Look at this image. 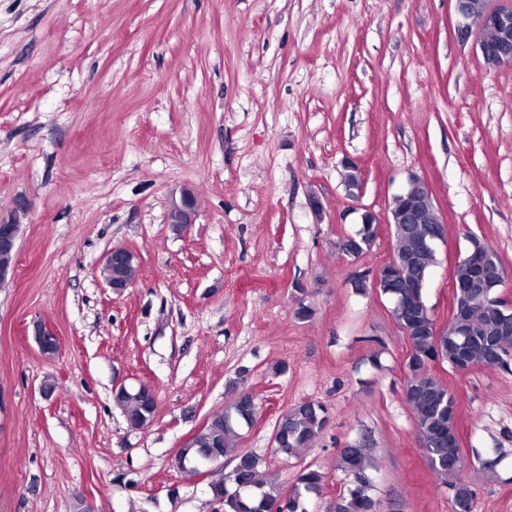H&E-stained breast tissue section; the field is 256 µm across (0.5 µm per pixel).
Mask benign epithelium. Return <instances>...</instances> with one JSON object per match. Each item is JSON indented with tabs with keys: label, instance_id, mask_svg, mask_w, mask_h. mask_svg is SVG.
<instances>
[{
	"label": "benign epithelium",
	"instance_id": "obj_1",
	"mask_svg": "<svg viewBox=\"0 0 512 512\" xmlns=\"http://www.w3.org/2000/svg\"><path fill=\"white\" fill-rule=\"evenodd\" d=\"M456 19L455 33L459 40L465 42L476 36L484 65L491 69L503 64L512 63V7L485 8L476 13L471 0H453ZM198 202L194 191L184 188L179 197L172 200L168 223L182 231L194 223ZM29 210L28 201L19 200L12 213L0 220V286L12 279L17 263V241L20 225ZM390 224H443L445 219L434 201L432 194L423 199L406 196L396 209H390ZM473 266L480 273H485L491 266L489 248L479 241L472 242L467 252ZM100 275L107 287L120 293L131 287L138 277V268L134 264V256L122 247H114L104 258ZM473 284L451 280L452 302L448 324L462 326L463 306L460 295L465 288ZM41 351L53 355L58 350V343L53 331L39 323L35 331Z\"/></svg>",
	"mask_w": 512,
	"mask_h": 512
}]
</instances>
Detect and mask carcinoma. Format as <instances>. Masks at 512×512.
Masks as SVG:
<instances>
[{
  "label": "carcinoma",
  "mask_w": 512,
  "mask_h": 512,
  "mask_svg": "<svg viewBox=\"0 0 512 512\" xmlns=\"http://www.w3.org/2000/svg\"><path fill=\"white\" fill-rule=\"evenodd\" d=\"M425 229L424 224L394 226L393 257L401 261V274L387 280V289L389 295L394 296L398 287L411 286L404 305L391 309L410 347V355L405 360L403 396L413 414L416 436L431 470L448 478L454 512H471L474 490L460 477L465 461L449 458L442 440L443 433L456 424V398L446 385L430 374L429 367L437 361L445 362L452 370L463 372L493 364L511 372L512 335L502 334L501 322L512 321V307L497 298L499 287L495 283L480 282L462 298L466 306V335L458 336L451 329L442 336L434 335L428 328L432 322L431 309L424 290L435 262V251L418 245ZM374 238L372 225L364 224L357 236L346 239L344 253L357 256L371 248ZM296 292L295 318L311 319L315 310L308 301L306 289L298 287ZM112 400L133 429L145 426L156 409V401L140 387L119 392ZM248 404L250 396L238 394L235 402L211 414L193 439L179 449L176 461L188 465L192 471L202 464H222L229 455L235 466H241L209 485L213 499L224 506V512H260L263 503L277 506L278 512H309L310 496L321 493L325 474L309 465L301 470L289 488L265 480L263 460L236 448L240 422L226 418V414ZM327 422L328 411L322 403L308 400L293 405L276 423L274 455L285 461L300 458L316 442ZM339 466L350 478V485L332 504V512H376L377 501L371 495V463L364 449H340Z\"/></svg>",
  "instance_id": "1"
}]
</instances>
